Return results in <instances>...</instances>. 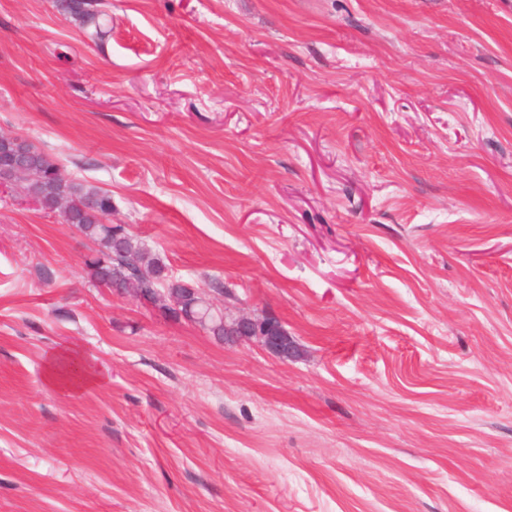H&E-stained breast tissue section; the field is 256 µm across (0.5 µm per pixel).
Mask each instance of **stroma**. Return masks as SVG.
<instances>
[{
	"label": "stroma",
	"mask_w": 512,
	"mask_h": 512,
	"mask_svg": "<svg viewBox=\"0 0 512 512\" xmlns=\"http://www.w3.org/2000/svg\"><path fill=\"white\" fill-rule=\"evenodd\" d=\"M102 3L0 0V135L296 352L0 191V512H512V0ZM69 2L67 5L66 3ZM98 0H64L61 6L72 16L80 20L83 25H95L100 28ZM28 148V161L40 184L39 194L35 196L40 208L47 213L56 210L65 213L66 223L98 247V256L87 263L91 281L119 291L128 280L127 291L116 292L135 295L139 282L131 277L134 274L142 283L139 299L156 304L161 299L155 289L164 280L160 288H166L164 301L167 302L162 303V308L176 318L209 327L214 335L224 336L223 315L215 314L199 292L194 295L189 289L196 287L170 278L165 265L151 257L122 225L105 224L107 220L102 223L101 218L112 212V197L107 191L79 182H60L57 160L31 143ZM233 325H236L235 336L251 338L256 335L270 354L282 360L288 359L290 354L288 336H283L276 322H258L247 315H242L237 319L236 324L233 323Z\"/></svg>",
	"instance_id": "obj_1"
}]
</instances>
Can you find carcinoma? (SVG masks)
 Here are the masks:
<instances>
[{
    "instance_id": "carcinoma-1",
    "label": "carcinoma",
    "mask_w": 512,
    "mask_h": 512,
    "mask_svg": "<svg viewBox=\"0 0 512 512\" xmlns=\"http://www.w3.org/2000/svg\"><path fill=\"white\" fill-rule=\"evenodd\" d=\"M98 0H64L62 8L84 25H99ZM28 161L38 175V205L47 213H65L66 223L97 246L98 256L88 262L91 281L120 290L133 275L142 283L140 299L159 301L158 282L166 288L162 304L176 318L198 323L217 335H224V317L214 313L200 293H192L191 284L172 279L159 259L152 257L141 243L120 225L105 224L101 218L112 212L111 195L95 186L79 182H60L59 164L51 155L28 144Z\"/></svg>"
}]
</instances>
